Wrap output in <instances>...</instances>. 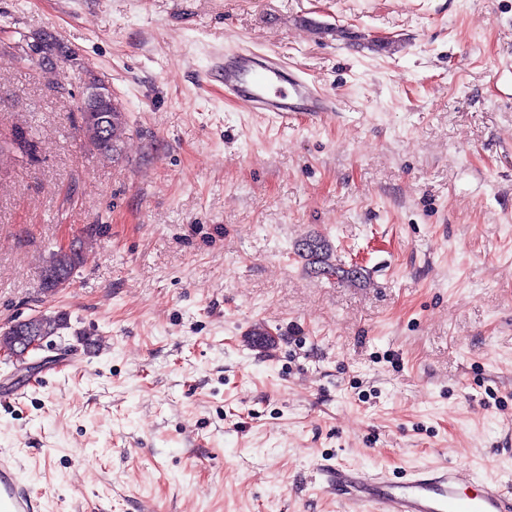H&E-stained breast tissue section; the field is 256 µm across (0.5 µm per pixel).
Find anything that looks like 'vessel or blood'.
I'll list each match as a JSON object with an SVG mask.
<instances>
[{"instance_id": "1", "label": "vessel or blood", "mask_w": 512, "mask_h": 512, "mask_svg": "<svg viewBox=\"0 0 512 512\" xmlns=\"http://www.w3.org/2000/svg\"><path fill=\"white\" fill-rule=\"evenodd\" d=\"M224 93L253 112L288 124L305 113L333 111L334 101L275 57L239 44L224 52ZM0 448V512H35L20 475ZM324 490L369 512H512V481L484 479L461 466L420 467L397 482L339 465L324 469Z\"/></svg>"}]
</instances>
